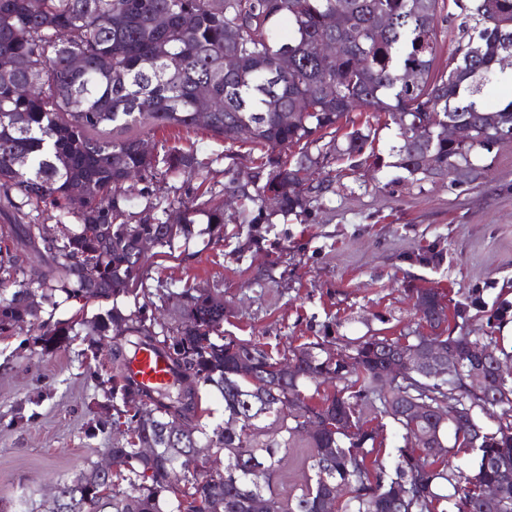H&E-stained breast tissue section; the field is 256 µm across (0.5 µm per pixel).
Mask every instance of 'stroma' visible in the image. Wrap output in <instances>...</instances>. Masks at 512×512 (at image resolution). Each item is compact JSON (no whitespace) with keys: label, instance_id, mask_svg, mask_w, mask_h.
Returning <instances> with one entry per match:
<instances>
[{"label":"stroma","instance_id":"35a3bbf8","mask_svg":"<svg viewBox=\"0 0 512 512\" xmlns=\"http://www.w3.org/2000/svg\"><path fill=\"white\" fill-rule=\"evenodd\" d=\"M476 162L490 171L469 184L400 181L388 167L344 170L309 223L277 216L256 225L265 248L239 258L231 251L246 226L226 224L216 246L197 217L188 243L150 257L146 287L221 289L224 332L279 349L415 328L416 286L453 299L476 288L489 304L512 298V142ZM434 241L447 250L440 268L407 261ZM83 347L78 339L48 353L31 332L0 337V512H13L23 490L49 498L58 480L111 448V431L88 428L105 398Z\"/></svg>","mask_w":512,"mask_h":512}]
</instances>
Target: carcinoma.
<instances>
[{"label":"carcinoma","mask_w":512,"mask_h":512,"mask_svg":"<svg viewBox=\"0 0 512 512\" xmlns=\"http://www.w3.org/2000/svg\"><path fill=\"white\" fill-rule=\"evenodd\" d=\"M465 37L438 69L436 27L440 0H0V335L29 328L45 351L69 347L74 326L54 319L59 302L103 303L145 292L148 259L134 252L138 236L173 249L195 234L203 215L209 235L224 240V196L236 198L237 224L271 223L274 215L308 217L340 173L349 167L384 166L404 179H477L479 150L512 141V102L497 111L480 106L484 87L497 77L501 57L512 53V0H453ZM383 15L386 29L374 19ZM288 20V33L278 28ZM330 46L324 52L321 45ZM291 54L288 70L280 66ZM79 56L84 65L71 66ZM28 86L19 95L16 84ZM206 85L215 108L197 121V88ZM386 112L394 124L424 128L433 166L422 163L419 145L397 136L394 161L370 150L371 129L358 128L352 113ZM471 130L462 146L441 137L448 123ZM347 129L342 138L337 132ZM203 129L231 145L268 152L245 181L236 157L225 150L224 187L185 198L160 199L154 186L181 177L206 182L210 162L176 145L147 154L141 144L158 131ZM299 148L286 159L276 150ZM59 212L55 238L41 237L45 208ZM446 252L433 243L407 256L439 268ZM44 267L36 282L26 265ZM96 293H85L89 281ZM39 300H29V291ZM155 309L172 308L175 323L155 330L142 305L124 313L117 305L83 322L87 350L105 354L111 371L105 389L112 418L100 429L124 425L128 438L108 453L126 467L102 473L92 462L60 481L54 501L25 496L18 512H248L252 497L268 512H512V379L494 362L509 358L495 332L512 322V301L493 305L490 330L471 335L465 325L486 307L471 290L449 303L435 288H414L418 329L392 338L360 336L339 344L332 358L312 341L273 351L256 339L226 336L221 290L157 291ZM177 337L180 362L171 369L191 380L186 402L154 400L127 373L138 346L171 358L167 337ZM429 338L458 364L452 375L408 374L395 386L381 383L386 365L403 344ZM493 347L482 363L483 386L469 385V344ZM352 362H347V359ZM294 373L281 375L285 361ZM328 384L318 403L304 390ZM224 402V419L211 415L202 395ZM428 411L413 417L404 403ZM495 427L479 421L477 412ZM188 419L182 437L170 439L166 424ZM388 420L402 442L384 450V437L367 416ZM446 421V447L423 435ZM319 424L315 434L306 426ZM306 448L310 475L295 494L283 492L288 449ZM156 449L140 456L141 446ZM209 448L224 457L192 475L181 457ZM264 467L261 483L253 464ZM500 488L491 502L483 489ZM345 487L337 503L330 489Z\"/></svg>","instance_id":"cac0c4a2"}]
</instances>
